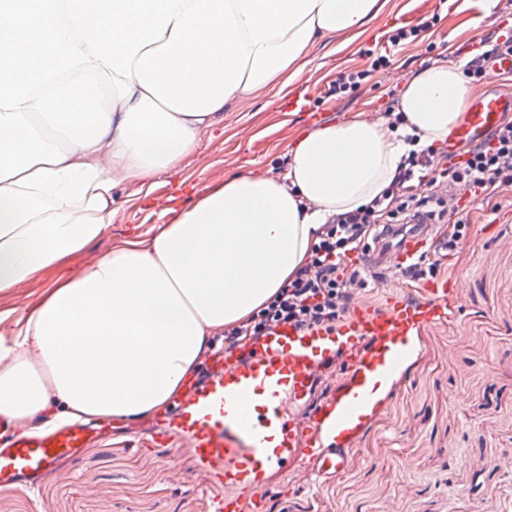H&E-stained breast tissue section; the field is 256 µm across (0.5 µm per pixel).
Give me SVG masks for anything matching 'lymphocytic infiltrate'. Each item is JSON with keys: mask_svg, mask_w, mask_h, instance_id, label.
<instances>
[{"mask_svg": "<svg viewBox=\"0 0 512 512\" xmlns=\"http://www.w3.org/2000/svg\"><path fill=\"white\" fill-rule=\"evenodd\" d=\"M421 32L418 26L392 30L384 48L367 50L369 70L339 73L331 94L340 98L358 88L369 71L388 66L391 48L418 41ZM435 166L440 167L442 176L483 200L512 198V120L500 122L487 140L469 149L467 159L459 165H449L447 153L432 148L410 151L381 196L333 215L322 225L305 265L260 314L225 327V342L246 346L281 324L309 328L341 321L354 295L366 286L357 275L346 272L345 258L358 249L373 226L397 222L400 215L424 204V197L412 192L411 183L426 181L428 170Z\"/></svg>", "mask_w": 512, "mask_h": 512, "instance_id": "lymphocytic-infiltrate-1", "label": "lymphocytic infiltrate"}]
</instances>
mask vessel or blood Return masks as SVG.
Instances as JSON below:
<instances>
[{"mask_svg":"<svg viewBox=\"0 0 512 512\" xmlns=\"http://www.w3.org/2000/svg\"><path fill=\"white\" fill-rule=\"evenodd\" d=\"M512 112V95L476 97L452 132L453 149L483 141ZM436 214L419 213L405 224L379 230L361 248L359 268L373 284H393L394 271L420 263L439 244ZM466 300L462 283L425 280L416 299L400 297L386 310L353 308L336 325L276 327L255 351L225 347L206 383L186 386L161 441L188 445L209 481L226 489L213 512H263L271 475L288 461L304 463L309 475L342 471L369 419L393 389L398 370L415 356L414 338L439 322H457ZM336 390L318 403L310 398L328 370ZM0 448V488L18 479L59 480L57 463L84 448L83 428L31 432L8 426Z\"/></svg>","mask_w":512,"mask_h":512,"instance_id":"vessel-or-blood-1","label":"vessel or blood"}]
</instances>
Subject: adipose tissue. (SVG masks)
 <instances>
[{
  "mask_svg": "<svg viewBox=\"0 0 512 512\" xmlns=\"http://www.w3.org/2000/svg\"><path fill=\"white\" fill-rule=\"evenodd\" d=\"M33 2L21 14L0 0V291L86 251L123 186L178 171L225 104L299 75L310 44L365 27L377 0ZM88 75L115 85L111 110ZM469 99L461 66L431 64L407 80L397 129L307 130L283 174L234 175L149 242L61 276L0 337V419L41 429L163 411L214 333L264 307L327 218L380 195L410 149L447 141Z\"/></svg>",
  "mask_w": 512,
  "mask_h": 512,
  "instance_id": "adipose-tissue-1",
  "label": "adipose tissue"
}]
</instances>
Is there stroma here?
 <instances>
[{
  "mask_svg": "<svg viewBox=\"0 0 512 512\" xmlns=\"http://www.w3.org/2000/svg\"><path fill=\"white\" fill-rule=\"evenodd\" d=\"M434 13L440 23L418 43L395 49L389 71L374 72L343 99L329 96L340 71L366 68L362 49ZM509 35L512 0H378L365 28L309 46L297 79L257 89L250 110L225 105L221 124L202 133L177 175H157L148 190L125 186L124 203L102 237L40 272L28 288L0 291V310L22 317L60 272L86 267L127 240L149 241L156 225L177 217L200 187L249 171L280 175L287 146L304 130L382 119L398 102L403 78L437 59L468 62L477 41ZM294 95L305 99L307 111H282ZM458 205L470 218L465 237L456 250H434L428 260L439 279L466 282L460 324L422 331L418 359L342 472L309 482L296 464L282 467L271 477L265 512H512V471L495 467L512 457V204L495 210L463 196ZM162 421L159 414L128 426L91 421L88 447L60 463L69 480H23L0 489V512H206L208 499L224 488L201 483L189 448L151 444ZM171 460L180 481L165 476Z\"/></svg>",
  "mask_w": 512,
  "mask_h": 512,
  "instance_id": "stroma-1",
  "label": "stroma"
}]
</instances>
